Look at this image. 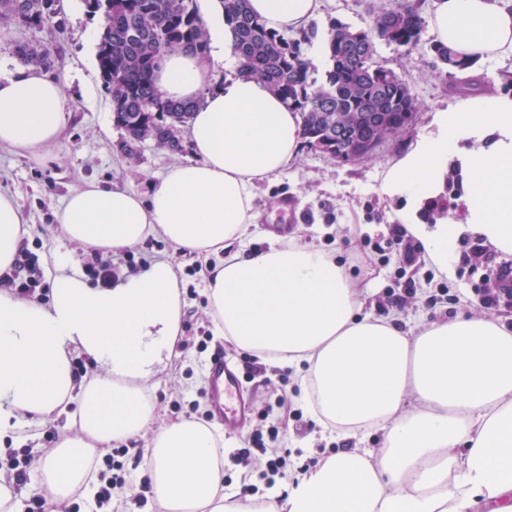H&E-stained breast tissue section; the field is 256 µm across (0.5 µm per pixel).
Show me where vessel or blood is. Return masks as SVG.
<instances>
[{"label":"vessel or blood","mask_w":512,"mask_h":512,"mask_svg":"<svg viewBox=\"0 0 512 512\" xmlns=\"http://www.w3.org/2000/svg\"><path fill=\"white\" fill-rule=\"evenodd\" d=\"M209 386L206 400L213 423L225 432L237 433L247 428L252 405L242 391L243 375L239 367L223 355L210 358L207 367Z\"/></svg>","instance_id":"vessel-or-blood-1"}]
</instances>
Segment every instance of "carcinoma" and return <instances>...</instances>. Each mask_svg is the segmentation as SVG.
I'll use <instances>...</instances> for the list:
<instances>
[{
    "label": "carcinoma",
    "mask_w": 512,
    "mask_h": 512,
    "mask_svg": "<svg viewBox=\"0 0 512 512\" xmlns=\"http://www.w3.org/2000/svg\"><path fill=\"white\" fill-rule=\"evenodd\" d=\"M15 0H0V17L37 28L57 14L55 0H41L40 8L19 12ZM101 13L102 32L97 64L111 97L113 123L124 133L129 157L151 140L157 146L182 151L179 132L190 125L196 102H172L161 95L154 71L163 57L181 50L195 56L208 52V33L196 0H87ZM249 0H219L224 25L238 57L239 73L267 83L289 107L300 113L304 141L320 137L336 124L352 125L364 112H382L384 121L373 128L381 140L400 132L405 113L417 111L409 85L393 70L374 61L383 43L410 50L422 42L424 20L419 9L393 0L386 12L372 11L366 28L353 27L332 17L328 23L325 54L330 62L325 81L311 78L315 65L303 45L313 33L288 37L272 31L255 17ZM16 56L44 71L55 66L47 47L21 43Z\"/></svg>",
    "instance_id": "carcinoma-1"
}]
</instances>
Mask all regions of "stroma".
Listing matches in <instances>:
<instances>
[{
	"label": "stroma",
	"instance_id": "1",
	"mask_svg": "<svg viewBox=\"0 0 512 512\" xmlns=\"http://www.w3.org/2000/svg\"><path fill=\"white\" fill-rule=\"evenodd\" d=\"M384 0H324V17L314 24L315 35L306 46L309 56L323 52L326 17L341 19L355 27L371 22L369 4ZM60 12L38 28H28L16 21L0 19V77L21 68L14 53L15 44L27 42L50 47L56 55L53 71L63 84L67 123L48 159L37 161L0 146V193L13 197L25 219L28 234L24 247L38 255L58 251L76 261L75 272H82L87 262L86 250L64 237L57 214L73 189L91 181L147 193L152 183L170 172L177 164L192 159L189 132H182L183 150L174 153L149 142L143 145L138 159L125 156L120 148L122 132L112 120V102L100 78L97 46L102 20L87 0H61ZM432 31H425L424 43L409 51H395L379 45L376 60L392 69L410 86L417 100L415 125L381 146L369 159L342 164L321 153L300 148L297 158L280 174L260 184L257 190L256 224L252 228L250 247L268 248L279 224H287L289 236L333 256L346 274L360 287L371 289L365 311L378 315L379 305L390 288L401 280L416 283V295L409 299L401 314L410 328L463 315H479L483 309L476 302L478 279L468 271L467 256L474 245H482L479 235L449 225L455 237L454 252L448 259L447 272H440L433 262L421 267L406 266L397 256L389 260L351 262L353 250L369 248L382 240L389 225L397 223L402 202L380 193L387 172L408 153L416 141L430 131L437 111L447 109L456 94L458 75L448 73L429 49ZM289 209H282V200ZM134 257L148 263H170L177 275L181 317L178 338L167 368L156 375L148 395L156 405L157 423L178 421L187 416L188 404L208 385L205 364L210 350L222 349L225 356L242 361L243 351L213 332L207 297L208 268L224 260L223 252L207 255L188 253L175 248L162 236H152L130 247ZM212 331L206 341L207 352H199L202 330ZM254 410L263 409L276 397H283L292 408L301 410L297 422L291 423L285 446L295 455V465L323 462L329 456L349 448L378 449L384 446L385 432L368 431L359 438L322 434L320 425L306 413L300 377L289 370L284 381L270 387L264 376L245 384ZM77 408L68 403L64 412L52 414L38 422L20 421L13 432L0 438V451L31 454L26 482L18 490L24 499L47 496L38 475L44 454L53 447L47 431L57 436L67 432L68 416Z\"/></svg>",
	"mask_w": 512,
	"mask_h": 512
}]
</instances>
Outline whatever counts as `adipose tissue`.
I'll list each match as a JSON object with an SVG mask.
<instances>
[{
  "instance_id": "1",
  "label": "adipose tissue",
  "mask_w": 512,
  "mask_h": 512,
  "mask_svg": "<svg viewBox=\"0 0 512 512\" xmlns=\"http://www.w3.org/2000/svg\"><path fill=\"white\" fill-rule=\"evenodd\" d=\"M267 28L298 31L322 0H250ZM202 20L209 59L175 51L155 78L165 98L193 101L195 158L153 184L149 196L93 182L67 197L58 215L69 240L114 251L160 235L205 254L246 245L258 185L295 159L301 118L262 81L233 77L200 97L213 63L235 66L231 40L213 11ZM429 23L459 56H512V0H432ZM67 122L61 82L26 67L0 77V146L46 159ZM436 129L383 180L384 196L407 197L404 224L446 183L464 193V222L496 250L512 253V95L478 93L439 111ZM14 200L0 194V272L25 234ZM52 255L49 304L0 291V436L19 417L44 420L78 400L74 434L45 456L40 480L51 512L97 477L77 456L150 433L146 469L164 512H472L498 501L512 512V326L458 317L413 331L399 314H361L363 290L330 255L289 239L251 255L225 256L207 292L225 340L269 365L302 368L305 405L323 430L350 437L386 432L381 451L357 448L292 478L287 497L224 501V437L183 419L154 428L147 382L177 340V276L165 262L109 287L70 273ZM79 348L104 372L77 386L69 362Z\"/></svg>"
}]
</instances>
